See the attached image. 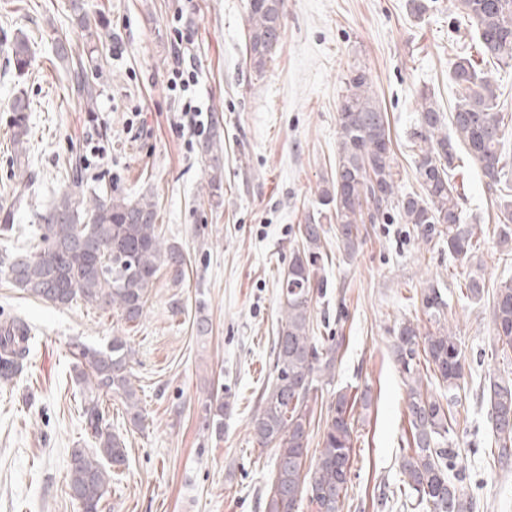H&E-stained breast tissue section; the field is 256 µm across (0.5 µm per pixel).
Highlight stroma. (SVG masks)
I'll return each instance as SVG.
<instances>
[{
  "mask_svg": "<svg viewBox=\"0 0 512 512\" xmlns=\"http://www.w3.org/2000/svg\"><path fill=\"white\" fill-rule=\"evenodd\" d=\"M249 0H85L112 30L99 47L100 110L80 112L55 59L56 34L74 56L87 52L68 22L70 0H0V27L22 29L33 62L17 75L0 53V200L10 183L14 147L4 109L17 93L32 104L25 143L36 174L31 197L16 214L27 230L64 187L62 162L80 148L88 173L130 197L153 193L166 243L186 257L183 287L159 271L142 317L121 321L78 303L54 308L11 288L0 273V319L19 315L34 339L24 373L0 386V512H82L67 494L71 449L90 447L71 378L73 343L102 347L125 337L145 412L144 428L127 420L120 397H106L109 421L127 441L125 466L113 470L104 512H262L277 449L260 447L251 421L274 376L273 341L282 307L279 282L301 243L299 227L318 207L335 172L338 105L349 70L368 73L388 116L399 195L418 191V96L428 90L451 112L450 71L474 52L473 31L450 0H434L422 19L408 0H285L284 37L263 73L245 51ZM191 31L188 51L198 70L190 93L220 120L223 190L210 196V161L199 141L179 128L181 102L166 89L175 13ZM105 154H98V147ZM453 182L465 223L482 227L470 257L449 255L439 232L408 224H363V243L345 259L335 225H327L320 275L327 286L311 312L313 334L339 336L332 378H320L312 409L323 423L337 391H370L357 411L351 482L342 512H406L399 489L400 454L410 435L408 399L391 356L394 332L409 321L434 330L421 294L440 288L445 326L465 354L448 442L463 456L471 512H512V467L494 464L492 430L481 399L485 378L512 377V353L497 348L491 291L512 278V245L498 236V199L481 172L462 157ZM479 268L487 289L468 299L464 278ZM208 321L198 333L199 318ZM223 398L222 430L209 407Z\"/></svg>",
  "mask_w": 512,
  "mask_h": 512,
  "instance_id": "35a3bbf8",
  "label": "stroma"
}]
</instances>
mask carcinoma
<instances>
[{
    "instance_id": "carcinoma-1",
    "label": "carcinoma",
    "mask_w": 512,
    "mask_h": 512,
    "mask_svg": "<svg viewBox=\"0 0 512 512\" xmlns=\"http://www.w3.org/2000/svg\"><path fill=\"white\" fill-rule=\"evenodd\" d=\"M454 8L471 23L478 53L491 63L512 62V0H454ZM72 23L81 31L89 57L72 55L67 39L54 38L56 59L69 77L71 97L86 112L98 109V81L102 71L92 54L112 38L106 21L86 9L85 0H70ZM284 0H254L248 7L246 52L254 71L263 73L284 34ZM0 51L18 75L32 64L29 36L0 28ZM451 79L458 99L449 117L430 92L419 94L420 131L415 178L420 192L396 197L394 158L385 112L363 70L352 72L338 109L339 143L334 176L319 196L316 215L299 228L302 248L297 250L281 280L285 317L274 345L275 371L252 421L257 443L277 448L275 472L264 502V512H296L306 497L315 512H341L351 480L355 408L369 409L371 397L363 392H336L327 412L321 448L308 460L313 416L308 403L317 391L318 378L336 367L343 337L318 343L310 334L314 295L324 288L316 269L324 260L322 221L336 222V238L344 255L353 258L361 243L360 225L377 224L396 213L404 224L426 229L444 226L448 253L467 257L479 250L481 239L472 224L463 223L459 193L452 172L465 146L480 168L489 190L500 192L509 182L512 155L505 141V116L496 111L492 78L470 54L457 56ZM30 102L19 93L9 102L7 124L14 151L10 165L21 179L10 185L9 199L0 203V239L16 232L15 213L32 186L29 160L23 143L29 132ZM81 151L72 150L64 167L65 190L41 215L42 224L23 247L0 258L12 287L56 308L82 302L102 311H116L127 323L143 314L149 288L166 268L174 287L185 278V256L179 246L166 243L158 232L157 203L146 194L136 198L115 194L88 177ZM499 238L512 240V199L499 203ZM422 308L439 322L447 306L440 289H424ZM493 320L497 346L512 351V278L493 293ZM32 328L12 316L0 321V383L8 385L27 366ZM392 356L407 388L411 440L402 450L400 474L406 496L416 497L430 512H470L471 502L460 485V452L448 445L452 406L464 381L465 360L457 337L447 329L422 334L410 321L397 329ZM76 382L88 396L82 406L84 430L94 451L70 452L68 492L74 493L82 512H102L112 469L127 461L123 436L112 431L101 396L123 399L134 426L143 411L132 382L131 348L122 336L112 337L104 349L73 344ZM435 387L436 391L429 390ZM495 448L494 461L512 466V379L495 377L486 389Z\"/></svg>"
}]
</instances>
